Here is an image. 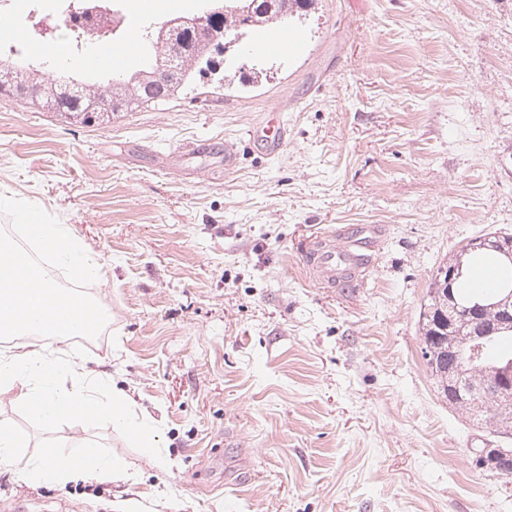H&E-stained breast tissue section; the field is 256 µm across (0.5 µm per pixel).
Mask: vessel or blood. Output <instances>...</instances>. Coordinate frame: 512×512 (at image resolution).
Wrapping results in <instances>:
<instances>
[{
    "instance_id": "b4317fda",
    "label": "vessel or blood",
    "mask_w": 512,
    "mask_h": 512,
    "mask_svg": "<svg viewBox=\"0 0 512 512\" xmlns=\"http://www.w3.org/2000/svg\"><path fill=\"white\" fill-rule=\"evenodd\" d=\"M297 41V36L283 27L264 33L251 42L247 50L259 56L276 48H287ZM144 63L141 45L136 37L131 36L121 45L99 48L89 57L76 61L75 67L122 76L138 71ZM247 135L250 142L258 144L270 157L279 156L287 143V128L279 121L256 122ZM376 235V229L371 226L356 229L339 227L304 239L300 254L315 282L329 288L344 287L353 283L367 267L375 248Z\"/></svg>"
}]
</instances>
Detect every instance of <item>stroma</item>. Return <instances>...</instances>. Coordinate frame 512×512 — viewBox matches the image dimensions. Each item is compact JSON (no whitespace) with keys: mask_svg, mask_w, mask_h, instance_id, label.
Segmentation results:
<instances>
[{"mask_svg":"<svg viewBox=\"0 0 512 512\" xmlns=\"http://www.w3.org/2000/svg\"><path fill=\"white\" fill-rule=\"evenodd\" d=\"M200 0H125L128 28ZM273 76L198 79L161 103L80 122L0 96V200L67 224L102 279L105 314L53 343L128 392L171 467L104 418L33 419L0 393L29 452L95 443L137 470L141 512H512V479L474 467L495 433L449 407L421 356L438 266L469 239L512 233V0H315ZM279 111L288 145L247 131ZM239 146L232 173L190 140ZM378 224L361 281L325 288L299 248ZM118 487L26 484L0 465V512H115Z\"/></svg>","mask_w":512,"mask_h":512,"instance_id":"stroma-1","label":"stroma"}]
</instances>
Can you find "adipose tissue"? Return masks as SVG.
<instances>
[{"instance_id":"ef3b65f1","label":"adipose tissue","mask_w":512,"mask_h":512,"mask_svg":"<svg viewBox=\"0 0 512 512\" xmlns=\"http://www.w3.org/2000/svg\"><path fill=\"white\" fill-rule=\"evenodd\" d=\"M38 240L67 268L73 281L99 278V263L70 227L39 225ZM0 255L9 260L12 276L11 282H0V336L31 335L41 340L37 347L24 346L0 356V392H16L18 402L44 424L62 420L70 413L92 421L104 412L113 427L144 439L125 392L109 388L99 374L78 372L75 363L54 358L47 351L50 343L92 334L97 319L78 315L70 306L72 291L44 277L30 257L11 242L0 240ZM28 446L27 438L13 423L0 420V464L23 461L26 483L63 485L91 476L130 487L138 482L137 472L129 470L122 459L103 456L91 445L74 454L47 446L27 458L23 452Z\"/></svg>"}]
</instances>
